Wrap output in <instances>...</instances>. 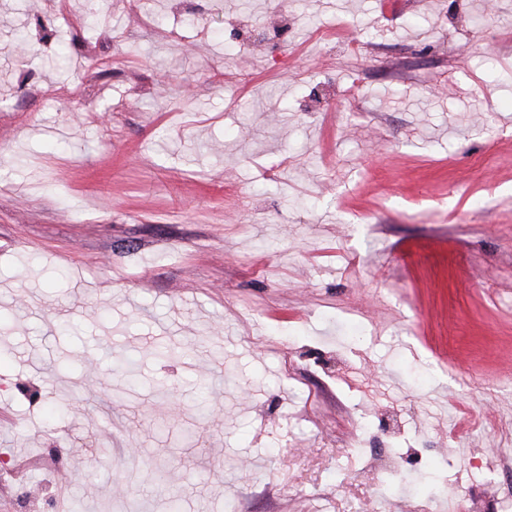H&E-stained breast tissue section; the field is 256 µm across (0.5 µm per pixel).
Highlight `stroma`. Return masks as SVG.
Masks as SVG:
<instances>
[{"label":"stroma","instance_id":"obj_1","mask_svg":"<svg viewBox=\"0 0 512 512\" xmlns=\"http://www.w3.org/2000/svg\"><path fill=\"white\" fill-rule=\"evenodd\" d=\"M510 456L512 0H0V512H507Z\"/></svg>","mask_w":512,"mask_h":512}]
</instances>
